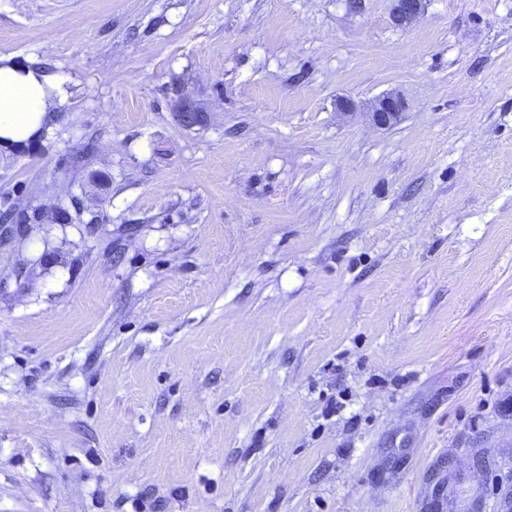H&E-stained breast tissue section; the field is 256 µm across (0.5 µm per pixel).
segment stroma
<instances>
[{
	"mask_svg": "<svg viewBox=\"0 0 512 512\" xmlns=\"http://www.w3.org/2000/svg\"><path fill=\"white\" fill-rule=\"evenodd\" d=\"M390 10L0 0L69 92L0 152V512H505L512 0ZM390 17L399 28L410 27L424 12L426 0H391ZM404 110L403 98L399 94L389 93L378 97L367 114L374 126L391 128L401 121Z\"/></svg>",
	"mask_w": 512,
	"mask_h": 512,
	"instance_id": "obj_1",
	"label": "stroma"
}]
</instances>
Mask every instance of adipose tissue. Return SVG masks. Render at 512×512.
<instances>
[{
  "instance_id": "1",
  "label": "adipose tissue",
  "mask_w": 512,
  "mask_h": 512,
  "mask_svg": "<svg viewBox=\"0 0 512 512\" xmlns=\"http://www.w3.org/2000/svg\"><path fill=\"white\" fill-rule=\"evenodd\" d=\"M68 91L42 70L21 61L0 63V148L18 149L49 130L51 110Z\"/></svg>"
}]
</instances>
